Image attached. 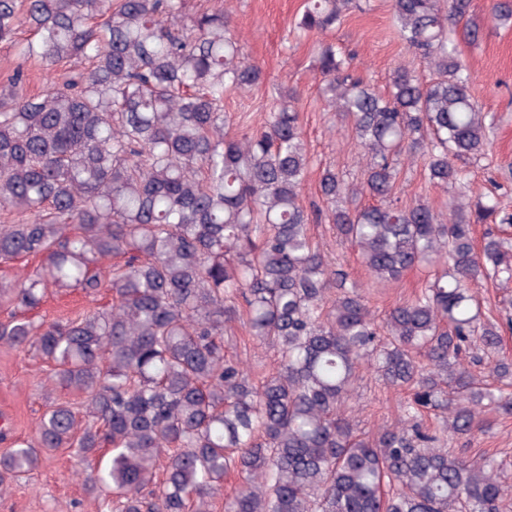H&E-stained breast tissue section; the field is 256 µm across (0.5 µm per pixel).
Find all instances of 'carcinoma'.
Masks as SVG:
<instances>
[{"label":"carcinoma","mask_w":512,"mask_h":512,"mask_svg":"<svg viewBox=\"0 0 512 512\" xmlns=\"http://www.w3.org/2000/svg\"><path fill=\"white\" fill-rule=\"evenodd\" d=\"M353 0H308L297 35L341 24ZM471 0H392L401 40L434 71L400 66L386 94L351 74L331 43L316 68L328 108L367 159L354 186L327 168V211L301 201L310 157L293 106L277 95L264 124L230 135L224 94L262 83L241 53L231 13L192 17L184 0H0V42L27 26L23 49L51 69L81 68L42 94L0 91V261L39 257L32 275L0 277V343L35 349L49 381L83 395L53 403L38 445L0 456L5 492L60 448L97 466L91 489L114 512H214L224 476H242L224 512H502L512 494L490 459L445 448L444 435L483 430L486 408L512 415L461 359L512 380L472 285L512 281V246L475 224H512L495 199L448 201V214L396 191V164L423 159L428 183L459 180L454 161L482 154L487 114L453 42ZM380 204L354 211L347 199ZM327 219L354 243L378 284L434 268L421 294L378 321L359 286L308 232ZM122 258L106 271L102 260ZM49 288L112 302L64 322L37 323ZM246 309L250 336L278 353L255 381L224 357V323ZM413 397L377 438L342 417L362 364ZM434 412L442 427L417 416Z\"/></svg>","instance_id":"cac0c4a2"}]
</instances>
